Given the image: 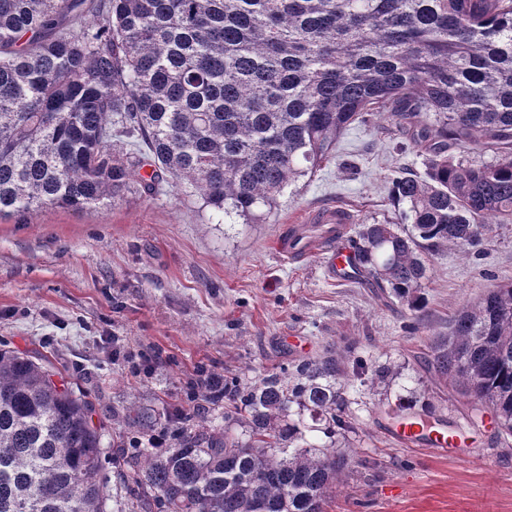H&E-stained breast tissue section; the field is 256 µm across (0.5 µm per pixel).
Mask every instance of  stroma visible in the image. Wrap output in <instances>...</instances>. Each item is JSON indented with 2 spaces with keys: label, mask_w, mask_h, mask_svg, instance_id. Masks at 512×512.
<instances>
[{
  "label": "stroma",
  "mask_w": 512,
  "mask_h": 512,
  "mask_svg": "<svg viewBox=\"0 0 512 512\" xmlns=\"http://www.w3.org/2000/svg\"><path fill=\"white\" fill-rule=\"evenodd\" d=\"M424 160L394 127L356 123L335 159L289 186L266 224L218 221L173 188L0 216V349L48 356L93 404L104 512L140 508L113 410L183 405L200 365L249 383L347 345L352 427L312 435L347 460L326 512H512V437H499L489 411H475L425 365L463 307L512 282V223L495 225L471 256L430 252L416 313L365 279L330 277L321 258L292 261L274 249L297 216L338 203L358 226L403 223L391 179L404 168L423 174ZM399 405L456 431L454 445L438 454L402 444L389 431Z\"/></svg>",
  "instance_id": "obj_1"
}]
</instances>
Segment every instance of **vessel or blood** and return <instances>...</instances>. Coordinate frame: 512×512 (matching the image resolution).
I'll return each instance as SVG.
<instances>
[{
  "label": "vessel or blood",
  "instance_id": "vessel-or-blood-1",
  "mask_svg": "<svg viewBox=\"0 0 512 512\" xmlns=\"http://www.w3.org/2000/svg\"><path fill=\"white\" fill-rule=\"evenodd\" d=\"M352 220L351 211L341 205L302 216L298 223L289 226L287 235L278 239L277 249L297 260L326 255L330 273L350 274L356 266L355 255L347 242V229ZM397 434L406 444L423 440L437 451L448 448V434L442 429L403 424Z\"/></svg>",
  "mask_w": 512,
  "mask_h": 512
}]
</instances>
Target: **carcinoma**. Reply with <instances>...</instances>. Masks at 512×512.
Wrapping results in <instances>:
<instances>
[{
	"label": "carcinoma",
	"mask_w": 512,
	"mask_h": 512,
	"mask_svg": "<svg viewBox=\"0 0 512 512\" xmlns=\"http://www.w3.org/2000/svg\"><path fill=\"white\" fill-rule=\"evenodd\" d=\"M381 117L424 147L392 179L411 228L364 224L360 273L410 310L426 251L466 255L512 223V0H0V214L105 206L138 177L230 223L277 198ZM455 148L492 162L456 156ZM149 166L151 172L142 174ZM427 368L512 436V282L434 338ZM44 357L0 350V512H103L93 406ZM334 351L166 420L114 413L145 512H322L347 466L306 433L350 427ZM224 402V425L203 403ZM166 435L163 448L146 438Z\"/></svg>",
	"instance_id": "1"
}]
</instances>
